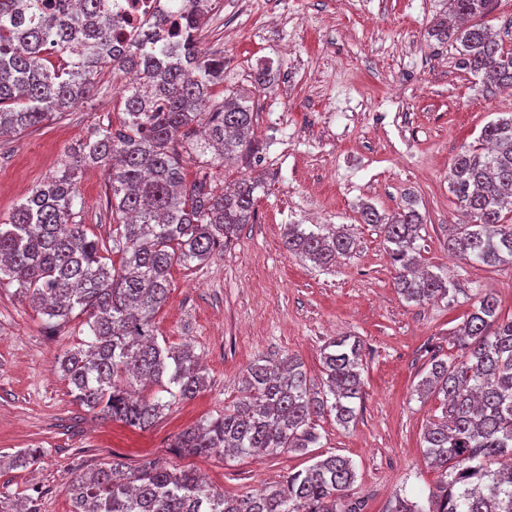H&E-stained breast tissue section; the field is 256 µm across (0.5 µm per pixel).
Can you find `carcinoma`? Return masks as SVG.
I'll return each instance as SVG.
<instances>
[{
	"mask_svg": "<svg viewBox=\"0 0 512 512\" xmlns=\"http://www.w3.org/2000/svg\"><path fill=\"white\" fill-rule=\"evenodd\" d=\"M460 22L485 14L492 0H448ZM0 0V135L20 134L70 111L94 94L97 76L136 72L123 98L120 127L99 128L72 149L64 169L36 185L25 202L0 216V286L17 284L51 327L81 315L89 341L58 361L74 400L124 424L147 429L178 400L206 385L189 346L158 342L155 318L171 291L173 265L206 261L255 216L258 182L224 189L207 173L186 180L182 153L205 166L250 164L258 157L254 111L224 83V57L200 45L199 32L215 0H173L181 20L171 50L151 42L112 45L109 0ZM462 46V66L484 86L512 88V50L484 28H433ZM63 63L47 65L48 49ZM203 127V141L187 142ZM478 145L453 160L448 188L462 220L448 233V253L461 260L512 266V115L488 122ZM102 166L112 209V248L78 220L76 171ZM365 224L382 227L396 268L393 286L408 302L444 300L448 279L418 268L423 224L415 203L386 216L367 204ZM288 253L328 267L353 253L343 228L287 224ZM121 254L119 264L106 252ZM459 359L438 356L416 392L440 398L442 418L426 427L422 447L440 473L426 503L397 499L393 512H512V316L497 298L476 297L455 334ZM364 344L356 336L330 340L322 352V387L287 355L256 361L244 374L246 395L224 414L184 430L175 447L185 455L246 457L308 452L319 444L316 421L326 415L346 427L363 393ZM41 458L29 448L10 468ZM351 461L330 455L255 496H232L193 470L148 461L131 471L114 461L75 477L72 512H363L348 500Z\"/></svg>",
	"mask_w": 512,
	"mask_h": 512,
	"instance_id": "cac0c4a2",
	"label": "carcinoma"
}]
</instances>
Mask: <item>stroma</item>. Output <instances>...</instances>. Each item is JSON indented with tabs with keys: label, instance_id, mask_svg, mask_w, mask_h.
<instances>
[{
	"label": "stroma",
	"instance_id": "35a3bbf8",
	"mask_svg": "<svg viewBox=\"0 0 512 512\" xmlns=\"http://www.w3.org/2000/svg\"><path fill=\"white\" fill-rule=\"evenodd\" d=\"M448 0H220L200 33L224 56V85L254 103L259 163L215 167L217 181L257 178L255 220L205 262L173 265L172 289L156 317L159 339L192 344L207 386L176 401L140 430L76 403L57 361L87 338L82 318L55 329L13 287L0 288V455L42 448L29 468H0V512L29 499L35 512H70L73 478L111 461L135 469L148 461L205 474L226 494L246 496L309 466L312 458H349V491L364 512H393L396 496L426 501L439 480L421 438L440 402L416 393L431 356L456 359L454 332L476 295L493 294L512 315V267L453 258L448 228L460 212L449 167L482 127L512 113V89L484 90L463 69L461 46L430 37ZM269 67L270 89L254 87ZM100 92L42 126L0 138V214L61 169L69 149L106 125H119V77L103 69ZM81 222L112 239L103 168L77 175ZM414 200L424 218L419 259L447 277L448 299L416 304L393 287L395 268L378 225L362 223V204L391 214ZM288 224L345 226L353 256L320 269L283 247ZM364 342V392L356 417L340 426L321 418L317 448L259 457L179 455L177 435L222 414L241 395L256 360L299 358L321 376V351L337 336Z\"/></svg>",
	"mask_w": 512,
	"mask_h": 512
}]
</instances>
